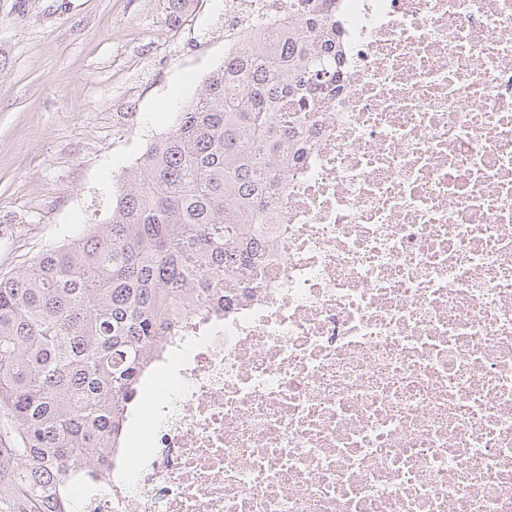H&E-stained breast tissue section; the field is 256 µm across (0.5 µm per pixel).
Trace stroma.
Masks as SVG:
<instances>
[{"label":"stroma","mask_w":512,"mask_h":512,"mask_svg":"<svg viewBox=\"0 0 512 512\" xmlns=\"http://www.w3.org/2000/svg\"><path fill=\"white\" fill-rule=\"evenodd\" d=\"M225 51L215 0H0V274L106 223Z\"/></svg>","instance_id":"1"}]
</instances>
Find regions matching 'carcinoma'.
<instances>
[{
  "instance_id": "cac0c4a2",
  "label": "carcinoma",
  "mask_w": 512,
  "mask_h": 512,
  "mask_svg": "<svg viewBox=\"0 0 512 512\" xmlns=\"http://www.w3.org/2000/svg\"><path fill=\"white\" fill-rule=\"evenodd\" d=\"M336 0H294L229 51L119 175L112 213L0 275V512H76L71 476L117 458L171 328L272 222L270 177L335 73Z\"/></svg>"
}]
</instances>
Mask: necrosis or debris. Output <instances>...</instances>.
Instances as JSON below:
<instances>
[{
    "instance_id": "4bbe7bcc",
    "label": "necrosis or debris",
    "mask_w": 512,
    "mask_h": 512,
    "mask_svg": "<svg viewBox=\"0 0 512 512\" xmlns=\"http://www.w3.org/2000/svg\"><path fill=\"white\" fill-rule=\"evenodd\" d=\"M288 0L224 2L225 39ZM274 222L80 512H512V0H337Z\"/></svg>"
}]
</instances>
